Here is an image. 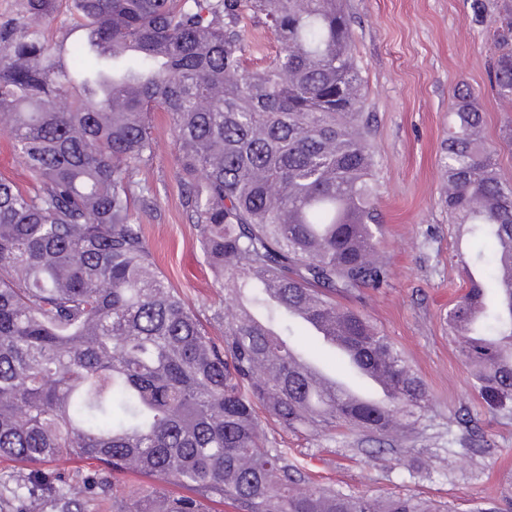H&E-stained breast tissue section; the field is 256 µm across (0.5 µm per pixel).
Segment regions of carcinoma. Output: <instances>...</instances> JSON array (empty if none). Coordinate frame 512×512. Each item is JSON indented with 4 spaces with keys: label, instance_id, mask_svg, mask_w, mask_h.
<instances>
[{
    "label": "carcinoma",
    "instance_id": "obj_1",
    "mask_svg": "<svg viewBox=\"0 0 512 512\" xmlns=\"http://www.w3.org/2000/svg\"><path fill=\"white\" fill-rule=\"evenodd\" d=\"M58 0H23L0 25V133L39 183L0 176V512H436L412 497L348 496L288 464L262 415L315 437L340 425L390 437L429 391L368 319L336 298L387 285L370 137L351 20L341 0H71L75 41L45 28ZM279 51L244 65L247 20ZM497 95L512 100V5L494 19ZM166 112L182 207L221 303L210 320L156 272L134 223L150 189L148 116ZM442 166L443 205L487 241L448 309L492 411L512 412V186L458 89ZM303 310L307 318L298 316ZM320 323L393 387L350 401L294 365ZM63 461L72 475L46 468ZM147 480L131 485L129 474Z\"/></svg>",
    "mask_w": 512,
    "mask_h": 512
}]
</instances>
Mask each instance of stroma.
<instances>
[{
	"instance_id": "35a3bbf8",
	"label": "stroma",
	"mask_w": 512,
	"mask_h": 512,
	"mask_svg": "<svg viewBox=\"0 0 512 512\" xmlns=\"http://www.w3.org/2000/svg\"><path fill=\"white\" fill-rule=\"evenodd\" d=\"M473 0H345L363 79L364 109L374 113L371 136L377 205L383 216L378 247L390 268L385 287L362 289L343 307L366 316L426 384L430 404L402 436L337 429L327 437L265 429L289 462L313 481L346 495L414 497L443 512H512V416L488 411L474 386L445 315L465 281L463 259L488 252L461 238L442 204L440 162L453 93L464 86L483 114V136L496 145L497 168L512 184V104L489 84L495 52L492 15L504 0H485L488 20L473 17ZM152 157L134 179L153 194L135 207L157 271L187 296L201 318L217 302L196 227L181 205L167 113L151 117Z\"/></svg>"
}]
</instances>
